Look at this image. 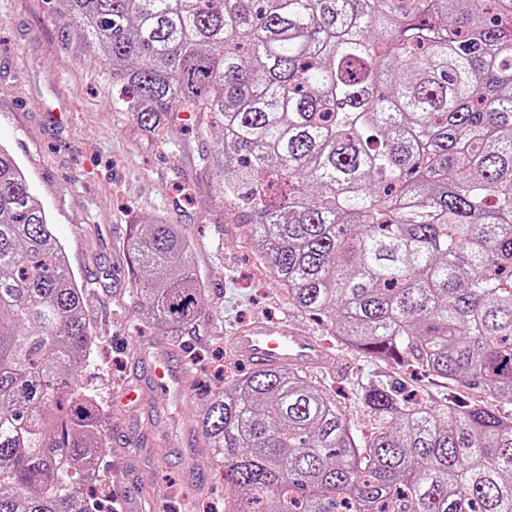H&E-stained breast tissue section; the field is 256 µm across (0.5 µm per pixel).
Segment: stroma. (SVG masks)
Wrapping results in <instances>:
<instances>
[{
  "label": "stroma",
  "mask_w": 512,
  "mask_h": 512,
  "mask_svg": "<svg viewBox=\"0 0 512 512\" xmlns=\"http://www.w3.org/2000/svg\"><path fill=\"white\" fill-rule=\"evenodd\" d=\"M64 12L63 0H0V145L27 173L85 289L97 344L80 379L105 410L101 469L111 472L118 449L134 456L121 487H105L100 499L157 512L163 486L173 493L165 512H224L233 493L189 423L221 388L218 365L236 364L228 331L256 317H289L326 342L330 365L312 378L336 397L355 429L366 432L374 424L361 400L368 377L439 400L440 384L338 346L321 321L291 310L213 190L221 177L211 162L217 128L193 133L174 125L160 141L145 135L78 30L65 26ZM158 215L182 225L198 246L205 307L180 338L145 321L132 288L129 229ZM159 344L189 373L183 396L165 393L152 377L149 364ZM128 386L140 393L131 408L115 400Z\"/></svg>",
  "instance_id": "obj_1"
}]
</instances>
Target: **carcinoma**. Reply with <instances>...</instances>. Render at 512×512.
<instances>
[{"label": "carcinoma", "mask_w": 512, "mask_h": 512, "mask_svg": "<svg viewBox=\"0 0 512 512\" xmlns=\"http://www.w3.org/2000/svg\"><path fill=\"white\" fill-rule=\"evenodd\" d=\"M155 139L221 119L224 206L345 348L512 403V0H65ZM171 333L204 305L195 246L127 240ZM84 288L0 145V512H99L105 410L78 380ZM367 439L299 368L229 378L191 421L230 512H512V415L368 379Z\"/></svg>", "instance_id": "cac0c4a2"}]
</instances>
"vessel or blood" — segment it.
Returning <instances> with one entry per match:
<instances>
[{
    "label": "vessel or blood",
    "mask_w": 512,
    "mask_h": 512,
    "mask_svg": "<svg viewBox=\"0 0 512 512\" xmlns=\"http://www.w3.org/2000/svg\"><path fill=\"white\" fill-rule=\"evenodd\" d=\"M229 347L234 356L254 368L296 367L318 370L328 363V352L313 334L304 333L288 319H256L233 328ZM155 380L167 392L180 394L188 387V373L172 355L157 352L152 367Z\"/></svg>",
    "instance_id": "1"
}]
</instances>
